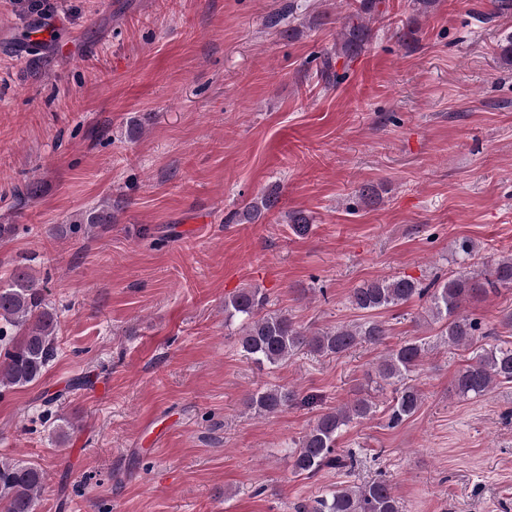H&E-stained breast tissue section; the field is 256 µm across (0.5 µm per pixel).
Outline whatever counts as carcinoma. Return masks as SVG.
<instances>
[{
  "instance_id": "carcinoma-1",
  "label": "carcinoma",
  "mask_w": 512,
  "mask_h": 512,
  "mask_svg": "<svg viewBox=\"0 0 512 512\" xmlns=\"http://www.w3.org/2000/svg\"><path fill=\"white\" fill-rule=\"evenodd\" d=\"M383 0H360L342 23L336 56L359 54L370 41L369 21L381 14ZM278 204L276 190H268L234 213L238 223L256 224ZM287 222L297 235L308 232L310 216L303 210L288 213ZM112 223V200L102 199L96 206L74 215V232L89 233L102 224ZM512 288V255L497 260L486 271L467 267L436 288L399 275L376 279L349 295L350 305L365 312L405 304L414 298H428L429 317L444 322V343L466 348L478 337L495 336L478 318L466 313L464 304L486 297L499 289ZM267 297L259 288H241L224 300L226 319L240 320L237 344L245 358L258 366L276 367L296 351L321 356H336L367 344L380 345L388 336L383 322L367 319L340 325L311 335L284 312L266 310ZM58 314L46 298L45 281L26 265H16L0 282V389L24 387L39 380L57 354ZM428 343L405 341L389 350L376 367L378 377L393 386L388 426L394 428L412 417L420 407L422 393L409 382L410 374L428 354ZM512 382V341L500 339L476 350L455 379L454 387L462 398L480 397L500 383ZM295 400L289 390L269 388L250 397L249 407L259 415H273ZM376 404L370 398H357L321 415L290 454L292 472L305 479L325 469L347 470L353 457L337 452V440L352 424L369 420ZM45 482V473L23 461L0 460V500L5 512H36ZM295 512H402V506L386 479L363 485H337L298 502Z\"/></svg>"
}]
</instances>
